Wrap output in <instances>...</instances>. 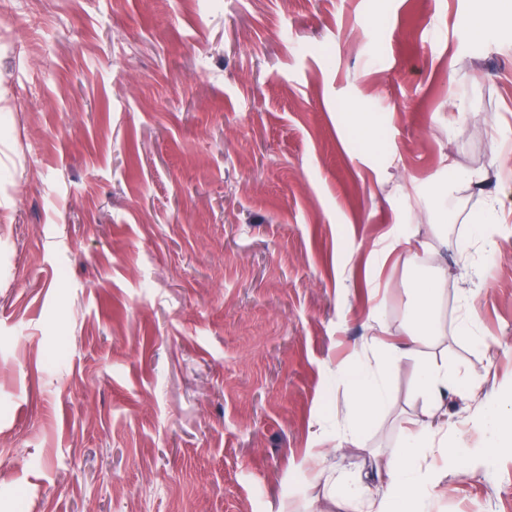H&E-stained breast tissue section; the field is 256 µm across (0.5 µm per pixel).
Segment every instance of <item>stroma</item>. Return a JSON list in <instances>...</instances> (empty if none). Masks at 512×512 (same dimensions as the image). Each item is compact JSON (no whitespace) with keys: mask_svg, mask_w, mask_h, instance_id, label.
Wrapping results in <instances>:
<instances>
[{"mask_svg":"<svg viewBox=\"0 0 512 512\" xmlns=\"http://www.w3.org/2000/svg\"><path fill=\"white\" fill-rule=\"evenodd\" d=\"M492 0H0V512H342L428 402L417 360L340 448L336 372L447 271L428 512H512V21ZM374 123L376 146L351 124ZM500 152H493L492 141ZM486 175L435 200L449 171ZM495 205L493 243L470 214ZM396 224L414 254L372 252ZM469 240L459 253L461 240ZM476 294L475 335H457ZM331 449L334 484L299 465ZM493 464H485L488 453ZM490 447L497 448L501 442L512 443V420L510 417H504L499 409L493 411L487 421Z\"/></svg>","mask_w":512,"mask_h":512,"instance_id":"obj_1","label":"stroma"}]
</instances>
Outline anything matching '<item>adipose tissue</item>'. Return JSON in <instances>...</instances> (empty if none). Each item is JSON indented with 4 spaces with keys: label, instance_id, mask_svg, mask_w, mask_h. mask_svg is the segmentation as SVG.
Segmentation results:
<instances>
[{
    "label": "adipose tissue",
    "instance_id": "1",
    "mask_svg": "<svg viewBox=\"0 0 512 512\" xmlns=\"http://www.w3.org/2000/svg\"><path fill=\"white\" fill-rule=\"evenodd\" d=\"M443 275L431 279H414L409 294L413 301L412 336L403 340L381 339L383 322H376L377 336L368 346L375 359V368L360 367L346 372L350 423L340 436L344 445L357 444L372 421L384 410L388 373L413 352V339L432 335L438 329L437 307L442 295ZM420 387L430 402L424 418L410 420L405 433L407 450L390 463L385 471V493L380 500L365 498L358 488H351L344 497L348 512H422V502L431 489L442 484L445 473L427 470L418 463L421 449L429 447L444 423L439 410L453 377L447 366L420 368Z\"/></svg>",
    "mask_w": 512,
    "mask_h": 512
}]
</instances>
